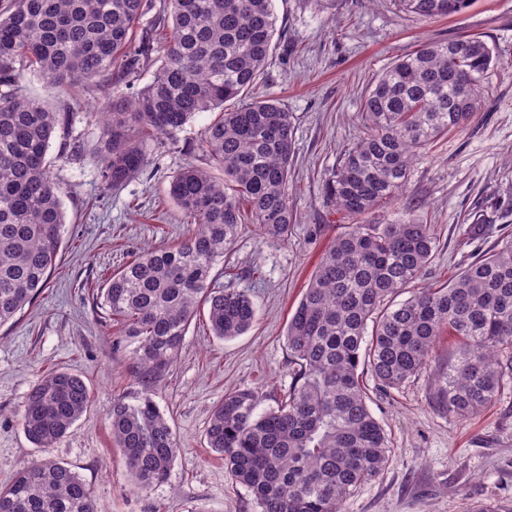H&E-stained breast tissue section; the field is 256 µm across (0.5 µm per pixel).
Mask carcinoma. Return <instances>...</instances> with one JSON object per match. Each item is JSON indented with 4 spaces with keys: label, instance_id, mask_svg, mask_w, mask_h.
I'll return each instance as SVG.
<instances>
[{
    "label": "carcinoma",
    "instance_id": "obj_1",
    "mask_svg": "<svg viewBox=\"0 0 512 512\" xmlns=\"http://www.w3.org/2000/svg\"><path fill=\"white\" fill-rule=\"evenodd\" d=\"M472 0H398L424 19L461 14ZM152 15L149 29L137 30ZM273 0H8L0 9V327L48 285L65 233L62 188L49 169L57 128L68 116L23 94L26 69L71 89L99 87L106 141L91 155L110 189L146 165L143 141L174 136L195 115L218 111L201 147L209 169L188 165L168 196L190 219L173 248L137 255L108 280L96 304L112 316L117 342L132 346L139 388L115 399L112 438L134 488L167 482L179 452L154 395L176 363L192 319L207 308L214 336L233 339L256 322L244 290L212 271L243 225L261 241L288 240L293 121L273 99L248 95L277 32ZM163 55L143 88L120 92L101 79L120 67L133 80L152 62L153 28ZM497 60L479 35L428 43L397 60L362 100L365 132L323 185L353 223L332 240L292 313L286 340L294 381L277 407L257 412L259 394L236 389L211 413L209 448L250 493L258 512H339L357 487L385 468L389 441L371 413L359 368L385 388L426 370L443 331L458 340L439 396L460 419L512 392V237L467 263L443 288L413 286L431 262V225L408 212L368 219L401 195L413 162L440 134L478 110ZM233 101L234 109H224ZM81 376L57 371L27 395L20 422L48 449L88 410ZM0 512H96L87 484L44 458L0 487Z\"/></svg>",
    "mask_w": 512,
    "mask_h": 512
}]
</instances>
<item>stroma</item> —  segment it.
Here are the masks:
<instances>
[{"instance_id": "1", "label": "stroma", "mask_w": 512, "mask_h": 512, "mask_svg": "<svg viewBox=\"0 0 512 512\" xmlns=\"http://www.w3.org/2000/svg\"><path fill=\"white\" fill-rule=\"evenodd\" d=\"M274 8L275 47L252 95L276 100L293 116L289 201L296 221L287 243L275 245L246 225L214 269L218 285L250 294L257 321L224 341L211 336L206 313L192 320L154 397L180 445L168 481L137 492L112 442L108 412L114 399L136 393L134 361L130 348H114L112 322L92 295L143 249L182 238L184 217L166 189L186 165L208 167L201 140L214 115H196L176 136L146 140L145 167L114 191L89 156L105 142L95 115L99 94L90 88L56 131L48 155L67 215L57 269L19 320L0 327V487L45 454L81 476L97 512H256L248 490L207 446L210 413L235 389L258 391L263 411L287 392L288 320L325 249L349 222L322 185L364 132L365 92L423 43L477 34L498 66L480 112L437 137L413 164L400 198L379 206L373 218L391 221L411 209L431 224L435 249L421 288L448 284L478 252L512 235V0H473L462 14L433 20L405 13L395 0H274ZM76 141L84 153L72 152ZM456 351L455 337L440 336L426 371L398 389L382 390L364 371L389 460L340 512H469L478 502L512 512V393L470 420L449 414L438 388ZM55 371L80 375L92 403L43 454L19 418L31 388Z\"/></svg>"}]
</instances>
